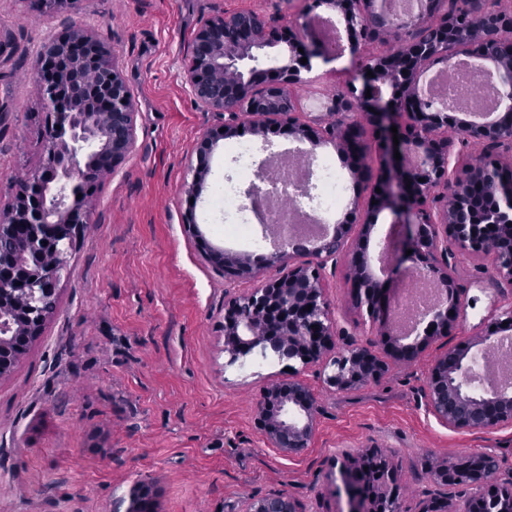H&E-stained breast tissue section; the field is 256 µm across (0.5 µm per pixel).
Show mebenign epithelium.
<instances>
[{"instance_id":"1","label":"benign epithelium","mask_w":512,"mask_h":512,"mask_svg":"<svg viewBox=\"0 0 512 512\" xmlns=\"http://www.w3.org/2000/svg\"><path fill=\"white\" fill-rule=\"evenodd\" d=\"M325 8L336 16L340 39L328 51L313 31L310 21L271 28L255 11L242 16L255 21L239 27L238 40H224V29L233 15L212 17L195 34L185 82L194 98L206 109L224 112V131H208L196 146V163L190 165L192 181L186 185L188 198L199 199L205 189L208 161L221 140L239 133L243 115H252L251 132L270 143V136H285L313 151L323 141H331L352 178L360 182L367 169L363 163L369 146L361 139L347 138L351 121L341 118L325 125L319 117L294 115L292 98L303 84L302 72L313 68V60L329 62L358 52L361 43L373 39L364 30L362 15L384 18L387 26L379 34L395 31L397 16L384 0H312L308 12ZM433 15V2L424 0L417 13L404 19L423 25ZM452 25L437 27L431 44L402 40L389 55L369 59L347 82L346 93L336 96L327 114L335 116L354 110L371 130L373 141L385 150L391 167L401 172L399 179L380 174L372 192L376 203L367 205V214L358 206L352 219L333 226L315 240L279 237L272 251L254 257L247 252H229L212 245L196 224L193 211L185 214V227L196 239L205 259L216 269L237 277L256 276L263 266H278L282 275L233 299L224 309V354L226 365L241 364L248 357L277 351L279 360L312 363L323 357L333 336L329 306L321 279L325 264L339 252L328 250L336 241H346L353 228L358 236L347 252L350 280L357 301L367 312L380 335L390 344L396 361H411L419 344H406V336L393 327L395 296L386 281L375 276L370 243L378 254L392 256L394 265L410 263V270L430 280L441 299L422 318L432 332L424 336H446L458 315L460 288L454 277L455 254L485 261L497 278L512 284V182L496 206L473 224L458 223L460 211L468 207L470 184L463 176L449 172L450 153L444 133L453 131L461 142L479 145L481 157L498 165L492 150L512 144V10L491 9L489 19L471 27L464 53L490 63L485 73L499 87L501 108L488 121H470L463 113L446 105L424 101L421 75L438 61H448V50L459 45L451 35ZM492 36L503 46L501 54L488 58L482 41ZM283 46L287 57L265 65L267 49ZM307 63H301V58ZM33 70L41 83L46 108L44 138L46 154L40 167L19 183L11 204L0 210V237L22 233L29 255L37 257L53 250L57 257L43 267L19 263L12 255H0V379L8 376L32 343L41 335L49 314L44 301L58 296L61 273L68 256L76 249L90 224L86 191L98 176L115 173L136 143L133 96L114 64L106 44L92 32L75 26L52 39L36 54ZM372 71L374 77L367 76ZM390 90L383 97V88ZM371 97H366V94ZM397 127V133L391 127ZM398 137L399 144L393 143ZM399 151L400 159L394 158ZM389 208L395 223L405 232L403 245L391 238L372 240L375 228L369 213ZM412 254H406V251ZM304 253L314 262L295 265L292 259ZM495 339L470 341L441 356L427 380L426 399L434 415L448 427L461 431H487L512 423V388L480 389V368L486 356L512 336V302L494 322ZM326 383L347 389L375 380L387 363L363 347L348 348L331 362ZM317 399L299 381H290L266 390L256 412V425L267 440L285 455L302 451L316 430ZM379 480L375 493L365 496L359 486L361 467L357 457L343 455L339 475L346 495V512H398L392 493L398 476L389 461L376 454ZM468 484L481 487L489 497L502 503L501 512H512V477L486 476L460 462L454 465ZM156 492L140 482L132 490L124 512H155ZM242 512H301L298 502L286 493L250 498Z\"/></svg>"}]
</instances>
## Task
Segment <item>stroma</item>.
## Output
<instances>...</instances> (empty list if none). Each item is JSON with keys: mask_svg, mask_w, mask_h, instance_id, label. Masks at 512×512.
Instances as JSON below:
<instances>
[{"mask_svg": "<svg viewBox=\"0 0 512 512\" xmlns=\"http://www.w3.org/2000/svg\"><path fill=\"white\" fill-rule=\"evenodd\" d=\"M307 0H72L46 11L40 0H0V207L20 167L46 150L38 78L31 59L72 24L95 31L135 100L136 147L115 174L98 181L85 236L68 259L57 309L13 372L0 379V512H113L133 485L156 490L157 512H240L243 500L286 492L302 512H343V452L372 448L399 475L400 512L439 498L465 512L474 487L436 483L443 463L486 454L500 477L512 474V424L457 431L425 397L428 372L449 346L484 337L512 287L489 266L455 259L459 318L427 339L411 362H389L378 380L337 390L324 362L255 357L230 366L224 306L279 276L276 267L238 278L216 270L183 227L189 161L200 136L224 115L198 105L184 82L196 32L220 13L255 10L272 24L299 19ZM331 66H318L296 97L321 114L342 93ZM232 140L219 141L196 208L206 238L228 251L269 250L224 235L214 205L237 184ZM322 284L334 335L331 352L354 343L385 357L386 345L358 309L345 260L327 263ZM297 380L318 399L307 448L286 455L255 425L265 389Z\"/></svg>", "mask_w": 512, "mask_h": 512, "instance_id": "1", "label": "stroma"}]
</instances>
